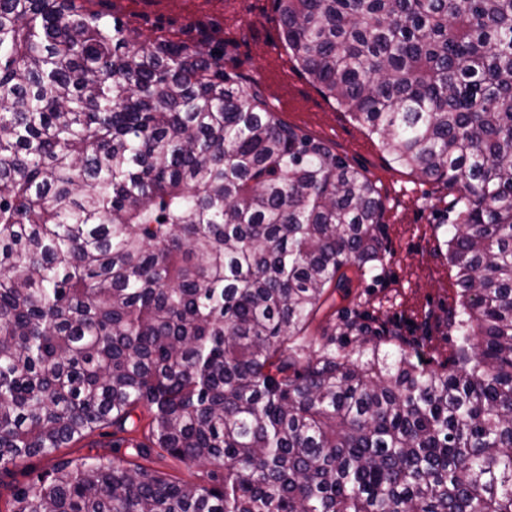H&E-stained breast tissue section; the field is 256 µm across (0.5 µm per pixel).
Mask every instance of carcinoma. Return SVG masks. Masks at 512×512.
<instances>
[{"label": "carcinoma", "mask_w": 512, "mask_h": 512, "mask_svg": "<svg viewBox=\"0 0 512 512\" xmlns=\"http://www.w3.org/2000/svg\"><path fill=\"white\" fill-rule=\"evenodd\" d=\"M0 0L5 512H512V0H276L295 62L457 191L436 370L334 294L385 260L375 184L224 42ZM106 427L132 459L56 456ZM208 465L202 483L144 462ZM50 466V462L47 459L35 457L24 464L19 465L12 469L10 475H3L0 472V510L4 511V502L9 495V490L6 487L11 482L28 483L37 473L47 469Z\"/></svg>", "instance_id": "1"}]
</instances>
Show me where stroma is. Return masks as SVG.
<instances>
[{
  "label": "stroma",
  "mask_w": 512,
  "mask_h": 512,
  "mask_svg": "<svg viewBox=\"0 0 512 512\" xmlns=\"http://www.w3.org/2000/svg\"><path fill=\"white\" fill-rule=\"evenodd\" d=\"M99 9L145 32L161 28L193 37L207 32L224 43V67L253 78L283 58L288 105L277 117L319 139L376 183L386 208V262L382 271L354 282L337 307L358 308L419 339L430 367L445 363L453 345L446 320L457 299L455 272L437 250V227L454 223L453 190L392 163L366 127L326 98L288 57L274 0H100ZM416 313L406 322L405 313Z\"/></svg>",
  "instance_id": "1"
}]
</instances>
